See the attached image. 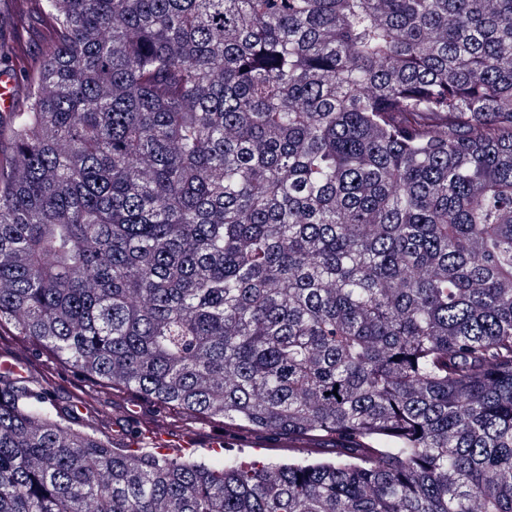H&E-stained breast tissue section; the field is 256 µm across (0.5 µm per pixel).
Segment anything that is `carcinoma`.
I'll use <instances>...</instances> for the list:
<instances>
[{
	"label": "carcinoma",
	"instance_id": "obj_1",
	"mask_svg": "<svg viewBox=\"0 0 512 512\" xmlns=\"http://www.w3.org/2000/svg\"><path fill=\"white\" fill-rule=\"evenodd\" d=\"M39 11L0 331L315 449L158 456L0 373V512H512V0Z\"/></svg>",
	"mask_w": 512,
	"mask_h": 512
}]
</instances>
